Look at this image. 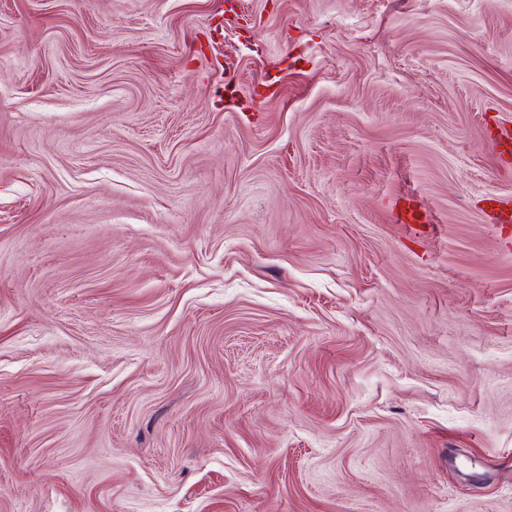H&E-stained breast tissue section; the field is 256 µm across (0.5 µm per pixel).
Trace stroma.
Segmentation results:
<instances>
[{"mask_svg":"<svg viewBox=\"0 0 512 512\" xmlns=\"http://www.w3.org/2000/svg\"><path fill=\"white\" fill-rule=\"evenodd\" d=\"M504 127L512 0H0V512H512ZM487 207L494 213L492 218L495 224L505 233L512 223V198L504 196H493L486 199Z\"/></svg>","mask_w":512,"mask_h":512,"instance_id":"obj_1","label":"stroma"}]
</instances>
